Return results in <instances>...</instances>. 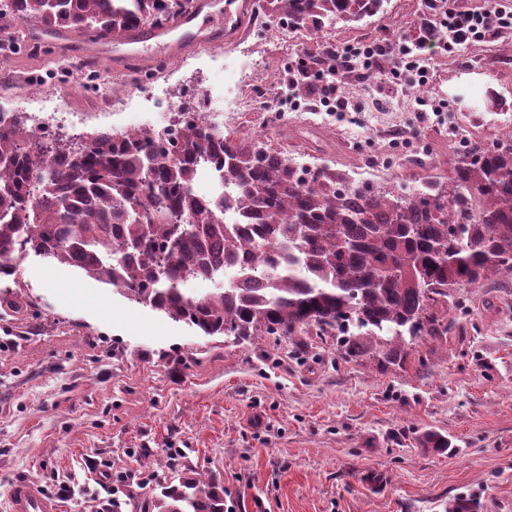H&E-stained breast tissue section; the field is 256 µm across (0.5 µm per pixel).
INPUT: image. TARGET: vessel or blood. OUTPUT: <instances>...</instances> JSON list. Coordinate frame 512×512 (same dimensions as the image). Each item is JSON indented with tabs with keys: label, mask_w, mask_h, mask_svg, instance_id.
Listing matches in <instances>:
<instances>
[{
	"label": "vessel or blood",
	"mask_w": 512,
	"mask_h": 512,
	"mask_svg": "<svg viewBox=\"0 0 512 512\" xmlns=\"http://www.w3.org/2000/svg\"><path fill=\"white\" fill-rule=\"evenodd\" d=\"M254 0H194L173 27L142 29L116 41H95L85 47L89 54H108L116 62L156 49L173 56L200 43L209 29H221L225 40L236 39L244 16ZM60 505L33 482L14 484L9 496V512H59Z\"/></svg>",
	"instance_id": "1"
}]
</instances>
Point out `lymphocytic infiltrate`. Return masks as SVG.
<instances>
[{
    "label": "lymphocytic infiltrate",
    "mask_w": 512,
    "mask_h": 512,
    "mask_svg": "<svg viewBox=\"0 0 512 512\" xmlns=\"http://www.w3.org/2000/svg\"><path fill=\"white\" fill-rule=\"evenodd\" d=\"M430 17L424 20L416 38L411 40H380L361 47H331L327 53L334 60L328 80L316 90L318 104L336 113H346L349 102L340 93L346 75L360 68H370L378 58L394 56L398 64L391 69L394 80L424 78L418 61L422 55L441 47H454L484 38L496 29H512V9L490 7L472 10L449 5L447 0H429Z\"/></svg>",
    "instance_id": "f902f5d3"
}]
</instances>
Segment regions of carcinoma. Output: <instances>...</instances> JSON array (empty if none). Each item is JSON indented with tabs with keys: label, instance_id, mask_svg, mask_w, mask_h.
I'll return each mask as SVG.
<instances>
[{
	"label": "carcinoma",
	"instance_id": "carcinoma-1",
	"mask_svg": "<svg viewBox=\"0 0 512 512\" xmlns=\"http://www.w3.org/2000/svg\"><path fill=\"white\" fill-rule=\"evenodd\" d=\"M12 15L107 38L180 17L191 0H9ZM297 26L358 22L384 0H263ZM180 101L166 134H80L0 118V279L30 255L73 267L205 336L336 330L350 352L448 342L457 292L512 275V138L454 156L448 181L399 193L310 169L261 136L220 133ZM216 169L201 197L197 174ZM234 209L235 220L224 222ZM237 268L224 283V267ZM216 287L191 297L184 285ZM425 448L451 441L425 432ZM152 512H225L224 487L192 468L159 485Z\"/></svg>",
	"mask_w": 512,
	"mask_h": 512
}]
</instances>
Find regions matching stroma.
I'll use <instances>...</instances> for the list:
<instances>
[{
	"label": "stroma",
	"mask_w": 512,
	"mask_h": 512,
	"mask_svg": "<svg viewBox=\"0 0 512 512\" xmlns=\"http://www.w3.org/2000/svg\"><path fill=\"white\" fill-rule=\"evenodd\" d=\"M426 14V0H386L360 22L301 29L284 51L273 21L247 25L245 41L171 58L151 49L118 66L82 54L67 30L44 41L34 22H21L0 101L10 112L51 102L83 113L88 131L159 130L174 110L165 96L204 91L217 113L258 84L277 106L263 120L272 147L358 181L413 188L449 175L465 141H492L498 120H512V34L428 55L429 98L447 102L451 120L413 127L411 145L433 151L422 168L402 165L391 142L417 107L402 87L381 76L345 80L356 118L328 125L292 106L295 90L275 74L305 51L413 36ZM12 285L23 310L0 309V512L11 484L27 479L59 497L62 512H107L113 494L125 512H140L183 467L220 478L234 512H448L459 495L474 497L478 512H512V278L461 292V334L419 339L387 359L350 357L313 329L205 336L33 256L0 291ZM425 430L453 451L422 447ZM102 469L147 480L109 490ZM63 482L73 493L60 495Z\"/></svg>",
	"instance_id": "1"
}]
</instances>
